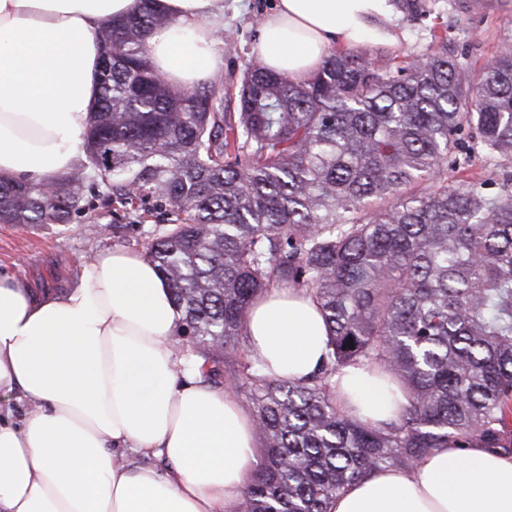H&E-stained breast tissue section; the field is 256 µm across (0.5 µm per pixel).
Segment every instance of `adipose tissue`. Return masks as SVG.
<instances>
[{
    "mask_svg": "<svg viewBox=\"0 0 512 512\" xmlns=\"http://www.w3.org/2000/svg\"><path fill=\"white\" fill-rule=\"evenodd\" d=\"M139 0H0V177L68 172L98 98L100 28ZM171 18L147 40L154 69L191 90L224 77V0H155ZM391 0H277L252 48L302 81L335 46L390 38ZM168 283L145 255L115 246L63 293L0 274V512H234L259 465L252 415L185 364ZM247 353L273 379L321 367L316 300L276 286L250 306ZM336 400L369 427L395 421L376 373L347 368ZM328 512H512V455L444 448L409 471H373Z\"/></svg>",
    "mask_w": 512,
    "mask_h": 512,
    "instance_id": "1",
    "label": "adipose tissue"
}]
</instances>
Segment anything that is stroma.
Returning <instances> with one entry per match:
<instances>
[{
  "label": "stroma",
  "mask_w": 512,
  "mask_h": 512,
  "mask_svg": "<svg viewBox=\"0 0 512 512\" xmlns=\"http://www.w3.org/2000/svg\"><path fill=\"white\" fill-rule=\"evenodd\" d=\"M421 3L425 13L420 18L401 11L392 17L396 41L386 43L371 35L359 44V51L371 54L379 64L393 65L427 53L432 33L443 31L449 53L478 72L504 45H512V0H475L464 11L454 10L453 0ZM274 4L275 0H224V41L236 48L224 58L225 92H237L252 60L251 48ZM112 224V216L101 209L87 210L69 224H0V271L23 277L39 288H62L99 251L115 245L141 250L144 227L133 226L116 234Z\"/></svg>",
  "instance_id": "stroma-1"
}]
</instances>
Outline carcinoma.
<instances>
[{
  "label": "carcinoma",
  "instance_id": "1",
  "mask_svg": "<svg viewBox=\"0 0 512 512\" xmlns=\"http://www.w3.org/2000/svg\"><path fill=\"white\" fill-rule=\"evenodd\" d=\"M141 0L103 24L84 158L42 182L0 179V224H70L88 198L153 218L145 256L181 312L204 381L254 401L261 462L237 512H328L352 482L451 446L503 447L512 424V174L495 193L448 169L512 161V46L479 76L446 44L396 69L330 52L294 82L258 61L234 101L151 66L172 23ZM306 289L328 329L308 380H273L241 348L253 299ZM381 370L407 398L367 427L336 374Z\"/></svg>",
  "mask_w": 512,
  "mask_h": 512
}]
</instances>
